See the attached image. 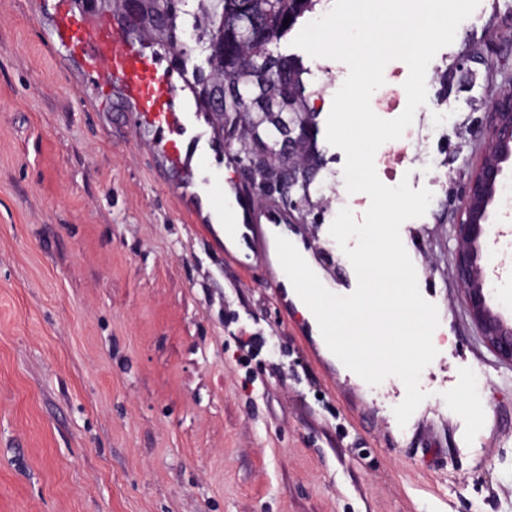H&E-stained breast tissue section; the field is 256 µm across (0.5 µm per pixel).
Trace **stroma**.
<instances>
[{"label": "stroma", "mask_w": 512, "mask_h": 512, "mask_svg": "<svg viewBox=\"0 0 512 512\" xmlns=\"http://www.w3.org/2000/svg\"><path fill=\"white\" fill-rule=\"evenodd\" d=\"M54 0H0V512H512V363L483 342L454 274L470 173L405 167L433 193L403 245L438 310L427 394H406L310 351L271 260L240 268L154 170L119 99L100 103L79 60L48 36ZM512 55V0H480L426 73L427 108L474 122L471 90L437 74L465 39ZM285 35L325 128L343 62ZM326 208L288 230L335 294L355 270L329 234L345 155L319 137ZM267 342L249 365L237 339Z\"/></svg>", "instance_id": "1"}]
</instances>
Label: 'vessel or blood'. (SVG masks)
<instances>
[{
    "label": "vessel or blood",
    "mask_w": 512,
    "mask_h": 512,
    "mask_svg": "<svg viewBox=\"0 0 512 512\" xmlns=\"http://www.w3.org/2000/svg\"><path fill=\"white\" fill-rule=\"evenodd\" d=\"M53 39L81 59L102 99L119 92L134 114L136 129L147 135L171 192L195 223L210 226V211L218 202L206 188L208 181L233 196L243 195L242 182L224 167V143L214 132L211 113L182 106L171 73L161 70L156 53L119 19L73 0H58ZM290 221L287 210L279 207H242L234 226L236 263L249 267L277 229Z\"/></svg>",
    "instance_id": "1"
}]
</instances>
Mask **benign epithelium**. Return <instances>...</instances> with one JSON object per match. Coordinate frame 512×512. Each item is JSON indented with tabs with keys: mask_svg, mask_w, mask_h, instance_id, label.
I'll return each instance as SVG.
<instances>
[{
	"mask_svg": "<svg viewBox=\"0 0 512 512\" xmlns=\"http://www.w3.org/2000/svg\"><path fill=\"white\" fill-rule=\"evenodd\" d=\"M484 142L482 165L468 178L460 217L455 224V265L473 319L489 348L501 359L512 362V324L492 313L487 282L477 281L478 246L486 234L487 208L497 190L503 164L512 159V98L500 99L485 121L474 129Z\"/></svg>",
	"mask_w": 512,
	"mask_h": 512,
	"instance_id": "benign-epithelium-1",
	"label": "benign epithelium"
}]
</instances>
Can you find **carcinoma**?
I'll list each match as a JSON object with an SVG mask.
<instances>
[{"label": "carcinoma", "instance_id": "1", "mask_svg": "<svg viewBox=\"0 0 512 512\" xmlns=\"http://www.w3.org/2000/svg\"><path fill=\"white\" fill-rule=\"evenodd\" d=\"M188 0H141L139 36L163 46L186 60L191 55L175 33L177 5ZM313 0H198L192 27L199 32L203 59L193 68L188 84L205 111L213 114L217 133L235 146L231 159L245 173V185L259 200L279 197V203L308 223L324 198L312 201L314 180L321 171L315 115L304 94L305 70L293 60L274 53L269 45L281 38L287 26L312 9ZM499 72L504 82L485 86L487 95H512V73L504 64L492 67L484 56V43L463 42L452 71L438 74L442 85H474L475 66ZM230 83L224 103H212L209 88ZM470 116L459 119L453 148L458 154L467 143Z\"/></svg>", "mask_w": 512, "mask_h": 512}]
</instances>
